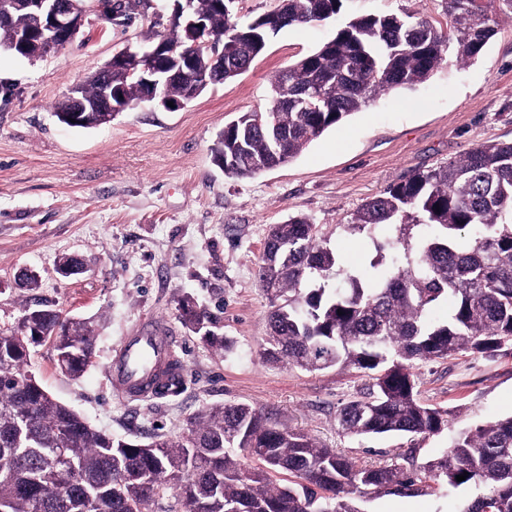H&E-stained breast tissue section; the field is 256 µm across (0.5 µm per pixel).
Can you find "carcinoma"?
I'll use <instances>...</instances> for the list:
<instances>
[{
  "label": "carcinoma",
  "instance_id": "obj_1",
  "mask_svg": "<svg viewBox=\"0 0 512 512\" xmlns=\"http://www.w3.org/2000/svg\"><path fill=\"white\" fill-rule=\"evenodd\" d=\"M221 3L193 0L212 30L213 44L196 51L202 72L226 46L252 64L284 29L281 16L290 26L309 25L343 7V0H282L275 13L243 19ZM441 3L446 33L407 8L348 19L275 75L266 111L224 124L211 148L215 164L237 178L278 167L381 95L427 81L448 58L476 60L495 35L485 0ZM35 26L30 13L12 11L0 20V50L42 56L36 37L16 44ZM151 39L177 51L192 45L177 22ZM141 65L115 60L106 75L131 108L142 103L131 76ZM100 88L93 75L76 86L84 128L99 125ZM189 89L188 81L173 80L164 94L183 99ZM414 226L424 229L415 247ZM350 227L385 233L361 269L340 267L305 216L270 226L258 268L270 302L262 355L310 372L346 365L373 375L372 392L339 410L338 427L348 436L437 435L448 428V413L417 399L416 364L461 350H512V141L477 145L408 176L365 202ZM448 300V315L435 316ZM177 311L204 344L228 347L193 296L181 297ZM46 339L56 367L72 378L96 356L90 323L56 309L29 308L18 325L0 328V512H149L167 495L174 502L163 512H360L358 493L410 494L425 480L477 489L458 512H512V415L454 434L449 449L409 469L360 466L244 403L213 406L176 437H114L28 369L30 347ZM247 458L257 466L245 467Z\"/></svg>",
  "mask_w": 512,
  "mask_h": 512
}]
</instances>
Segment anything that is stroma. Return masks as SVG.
<instances>
[{"mask_svg":"<svg viewBox=\"0 0 512 512\" xmlns=\"http://www.w3.org/2000/svg\"><path fill=\"white\" fill-rule=\"evenodd\" d=\"M408 6L445 21L440 0H344L340 15L283 29L246 72L188 104L129 109L96 128L61 123L56 104L114 54L168 29L172 0H141L129 20L87 0L83 26L59 52L28 60L0 51V326L49 305L88 319L98 336L94 362L76 380L56 369L51 341L32 346L29 368L51 394L99 430L141 438L177 434L208 407L245 403L369 466L408 451L422 464L447 448L451 433L512 414V353L463 351L414 369L419 400L447 410V431L358 440L341 433L336 415L367 392V374L309 372L261 355L270 303L257 272L270 225L307 216L329 236L341 266L361 265L375 242L346 225L363 203L474 145L512 141V9L495 0L496 34L473 63L449 61L415 88L382 95L279 167L238 179L215 165L217 132L239 113L268 106L278 70L332 39L346 19ZM65 254L81 256L85 273L59 276ZM26 268L38 288L16 286ZM186 293L211 314L230 350L208 348L182 325L176 306ZM143 318L178 336L183 385L175 397L127 402L111 394L106 362ZM471 495L468 487L435 485L412 495L368 493L357 505L457 512Z\"/></svg>","mask_w":512,"mask_h":512,"instance_id":"35a3bbf8","label":"stroma"}]
</instances>
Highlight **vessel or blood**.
<instances>
[{"label":"vessel or blood","instance_id":"obj_1","mask_svg":"<svg viewBox=\"0 0 512 512\" xmlns=\"http://www.w3.org/2000/svg\"><path fill=\"white\" fill-rule=\"evenodd\" d=\"M177 337L158 322L143 319L122 336L108 364V382L114 395L145 400L166 394L175 379Z\"/></svg>","mask_w":512,"mask_h":512}]
</instances>
